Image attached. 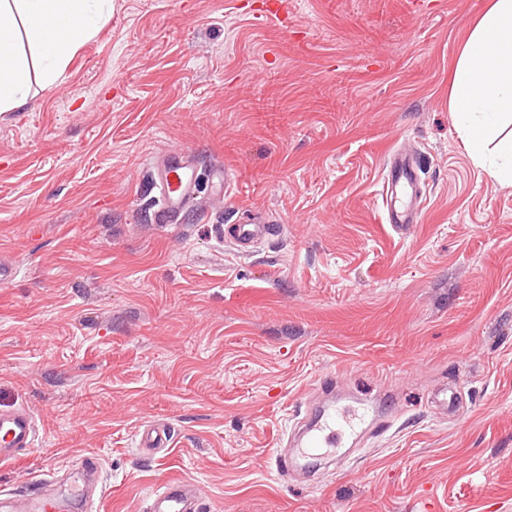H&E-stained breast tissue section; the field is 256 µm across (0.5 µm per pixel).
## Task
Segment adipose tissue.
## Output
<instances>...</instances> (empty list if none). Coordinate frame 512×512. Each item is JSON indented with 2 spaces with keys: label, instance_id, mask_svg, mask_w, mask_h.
<instances>
[{
  "label": "adipose tissue",
  "instance_id": "ef3b65f1",
  "mask_svg": "<svg viewBox=\"0 0 512 512\" xmlns=\"http://www.w3.org/2000/svg\"><path fill=\"white\" fill-rule=\"evenodd\" d=\"M111 16L112 0H0V112L56 82ZM449 109L475 164L512 186V0H490L461 44Z\"/></svg>",
  "mask_w": 512,
  "mask_h": 512
}]
</instances>
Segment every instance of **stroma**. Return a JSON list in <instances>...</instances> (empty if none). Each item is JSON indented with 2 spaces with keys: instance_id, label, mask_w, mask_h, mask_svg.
I'll return each mask as SVG.
<instances>
[{
  "instance_id": "stroma-1",
  "label": "stroma",
  "mask_w": 512,
  "mask_h": 512,
  "mask_svg": "<svg viewBox=\"0 0 512 512\" xmlns=\"http://www.w3.org/2000/svg\"><path fill=\"white\" fill-rule=\"evenodd\" d=\"M274 2L112 0L0 115V411L38 430L0 461V512L81 493L91 460L94 512H148L173 479L196 512H512V187L448 107L489 0H286L271 21ZM176 146L197 188L172 230L151 170ZM395 149L422 177L403 235L380 207ZM260 219L283 232L252 254L219 235ZM330 374L337 407L398 414L278 473ZM152 421L174 443L149 457Z\"/></svg>"
}]
</instances>
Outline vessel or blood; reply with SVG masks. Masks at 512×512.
<instances>
[{"instance_id": "b4317fda", "label": "vessel or blood", "mask_w": 512, "mask_h": 512, "mask_svg": "<svg viewBox=\"0 0 512 512\" xmlns=\"http://www.w3.org/2000/svg\"><path fill=\"white\" fill-rule=\"evenodd\" d=\"M155 187L160 193L161 206L156 213V222L162 227L176 226L178 218L193 199L196 172L193 155L189 148L175 147L157 163L154 173ZM419 175L411 153L393 152L387 161L382 189V204L386 220L395 233H404L412 224L418 223ZM275 224H238L232 228V238L239 251H250L263 238L277 233ZM336 435L335 417H326L309 433L305 441L307 448L317 450L332 447ZM174 433L156 424L144 426L140 444L145 448H157L171 444ZM37 438L36 426L26 412L12 411L0 414V459L12 460L29 448ZM194 485L186 480H171L162 492L156 494L149 512H192Z\"/></svg>"}]
</instances>
